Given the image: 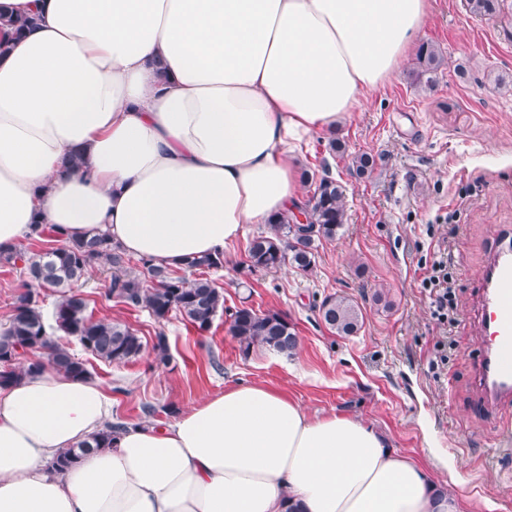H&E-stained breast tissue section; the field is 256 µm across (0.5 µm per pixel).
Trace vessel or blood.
<instances>
[{
	"instance_id": "1",
	"label": "vessel or blood",
	"mask_w": 512,
	"mask_h": 512,
	"mask_svg": "<svg viewBox=\"0 0 512 512\" xmlns=\"http://www.w3.org/2000/svg\"><path fill=\"white\" fill-rule=\"evenodd\" d=\"M492 261L482 274L483 347L476 373L477 406L493 412L512 404V230H495Z\"/></svg>"
}]
</instances>
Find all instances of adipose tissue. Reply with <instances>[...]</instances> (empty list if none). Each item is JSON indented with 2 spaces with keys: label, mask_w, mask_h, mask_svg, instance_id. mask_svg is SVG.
Masks as SVG:
<instances>
[{
  "label": "adipose tissue",
  "mask_w": 512,
  "mask_h": 512,
  "mask_svg": "<svg viewBox=\"0 0 512 512\" xmlns=\"http://www.w3.org/2000/svg\"><path fill=\"white\" fill-rule=\"evenodd\" d=\"M0 254L34 225L100 230L178 267L302 202L295 151L391 81L429 0H0ZM84 164L65 171L72 151ZM100 383L55 369L0 388V512H471L360 419L240 383L103 429Z\"/></svg>",
  "instance_id": "1"
}]
</instances>
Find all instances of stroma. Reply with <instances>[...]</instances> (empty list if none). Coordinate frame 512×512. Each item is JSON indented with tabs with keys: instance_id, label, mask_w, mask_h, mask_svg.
I'll return each instance as SVG.
<instances>
[{
	"instance_id": "35a3bbf8",
	"label": "stroma",
	"mask_w": 512,
	"mask_h": 512,
	"mask_svg": "<svg viewBox=\"0 0 512 512\" xmlns=\"http://www.w3.org/2000/svg\"><path fill=\"white\" fill-rule=\"evenodd\" d=\"M500 13L478 17L467 0H430L419 40L448 61L434 89L411 83L416 56L335 130L313 134L298 160L304 197L330 177L344 192L347 221L320 242L306 273L290 267L241 271L248 240L224 250L223 269L209 276L224 290V313L198 333L179 314L157 322L147 310L106 298V266H94L81 287L96 318L121 321L141 337L143 354L109 364L71 337L63 345L86 361L112 397V419L165 426L178 410L241 382L288 392L311 414L363 420L395 452L445 463L448 492L472 501L477 512H512V408L474 412V374L482 342L480 276L489 265L494 230L512 225V0ZM502 76L499 89L488 74ZM345 156L330 152L331 140ZM359 153L377 157L370 176L349 169ZM455 212L452 225L438 224ZM446 238L454 275L455 342L444 367L432 368L441 330L421 288V260L432 257L426 225ZM344 295L363 313L359 332L340 336L322 322L324 297ZM287 316L299 346L287 357L256 345L242 351L229 333L236 308ZM165 334L170 361L151 347Z\"/></svg>"
}]
</instances>
